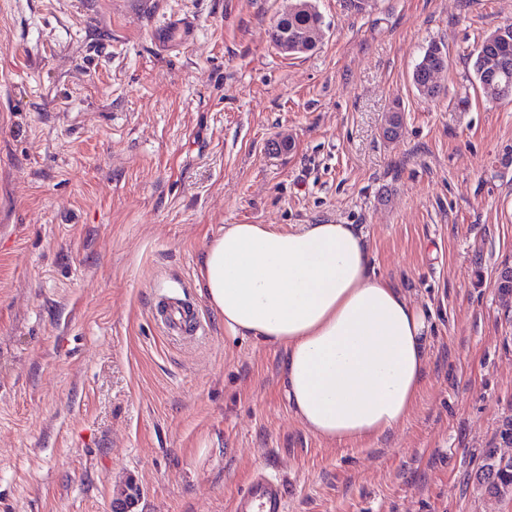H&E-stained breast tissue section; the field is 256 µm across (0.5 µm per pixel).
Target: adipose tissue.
Wrapping results in <instances>:
<instances>
[{
  "instance_id": "adipose-tissue-1",
  "label": "adipose tissue",
  "mask_w": 512,
  "mask_h": 512,
  "mask_svg": "<svg viewBox=\"0 0 512 512\" xmlns=\"http://www.w3.org/2000/svg\"><path fill=\"white\" fill-rule=\"evenodd\" d=\"M199 284L226 332L279 348L290 408L313 435L371 444L416 405L431 320L374 270L362 225H225Z\"/></svg>"
}]
</instances>
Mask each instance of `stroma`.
<instances>
[{
  "label": "stroma",
  "mask_w": 512,
  "mask_h": 512,
  "mask_svg": "<svg viewBox=\"0 0 512 512\" xmlns=\"http://www.w3.org/2000/svg\"><path fill=\"white\" fill-rule=\"evenodd\" d=\"M315 4L320 43L286 56L289 0H0V512H112L130 480L132 512H232L259 469L288 512H512L474 480L512 418V101L472 70L512 0ZM325 222L432 313L423 395L369 447L309 433L279 349L197 283L224 225ZM163 295L208 335L166 336ZM447 68L448 51L445 46L437 43L428 45L412 74V82L418 93L424 97H435L440 92L435 78Z\"/></svg>",
  "instance_id": "stroma-1"
}]
</instances>
